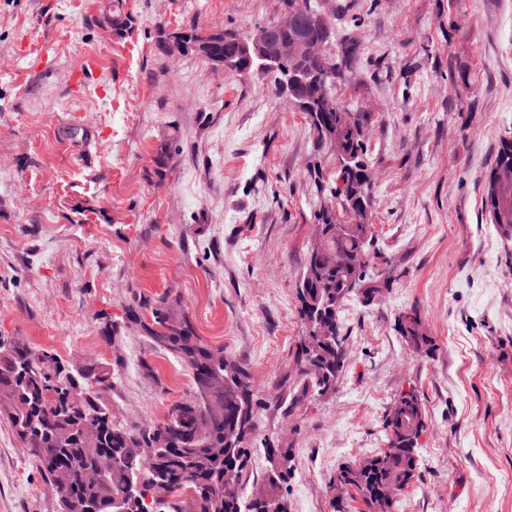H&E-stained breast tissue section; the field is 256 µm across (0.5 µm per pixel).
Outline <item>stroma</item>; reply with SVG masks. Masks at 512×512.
I'll return each mask as SVG.
<instances>
[{
    "label": "stroma",
    "mask_w": 512,
    "mask_h": 512,
    "mask_svg": "<svg viewBox=\"0 0 512 512\" xmlns=\"http://www.w3.org/2000/svg\"><path fill=\"white\" fill-rule=\"evenodd\" d=\"M132 19L119 38L111 3ZM360 45L335 93L374 123L369 266L389 286L345 302L334 393L285 413L305 327L296 285L319 202L303 112L258 78L155 47L158 27L246 33L281 0H0V334L112 365L120 418L149 425L192 388L126 309L171 312L244 365L259 438L295 450L290 512H332L342 465L386 448L385 414L415 389L420 476L396 512H512V238L482 208L512 131V0H319ZM83 85L70 78L87 59ZM165 153L162 175L155 159ZM417 310L437 349L396 321ZM122 323L107 342L98 319ZM0 512H57V494L0 422Z\"/></svg>",
    "instance_id": "35a3bbf8"
}]
</instances>
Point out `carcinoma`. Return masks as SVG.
<instances>
[{
  "mask_svg": "<svg viewBox=\"0 0 512 512\" xmlns=\"http://www.w3.org/2000/svg\"><path fill=\"white\" fill-rule=\"evenodd\" d=\"M105 22L119 38L133 24L119 7L109 11ZM303 22L312 37L328 44L335 40L319 3H313ZM275 26L267 22L240 35L191 24L176 32L158 31L156 48L165 54L169 42L179 40L186 53L215 69L245 67L276 89L298 85L304 102L300 110L324 145L328 141L320 129L336 126L345 114L352 119L315 234L324 252H341L348 264L338 268L322 262L308 249L297 285L306 334L298 349L299 370L282 400L291 413L308 398L336 390L345 341L339 305L351 297L369 305L382 285L367 277L360 261L361 254H370L373 237L365 134L371 115L351 111L332 92L341 73L326 56L299 62L266 59L260 37ZM493 167L512 169V134L501 138ZM488 213L503 232L512 234V185L501 191ZM126 320L139 326L151 347L182 361L193 377L191 392L173 401L162 421L144 427L119 420L108 398L110 365L65 361L22 336L0 346V421L10 426L39 473L58 487L84 471H98L93 482H71L68 494L58 496L59 512H288L282 488L292 476L295 454L286 445L262 442L267 492L251 499L241 494L258 428L259 402L248 371L224 348L204 342L187 319L175 318L166 295L141 298ZM398 332L418 355L435 347L415 310L398 319ZM425 414L416 392L401 394L385 418L387 449L358 468H340L337 480L368 512H394L398 496L419 477Z\"/></svg>",
  "mask_w": 512,
  "mask_h": 512,
  "instance_id": "obj_1",
  "label": "carcinoma"
}]
</instances>
